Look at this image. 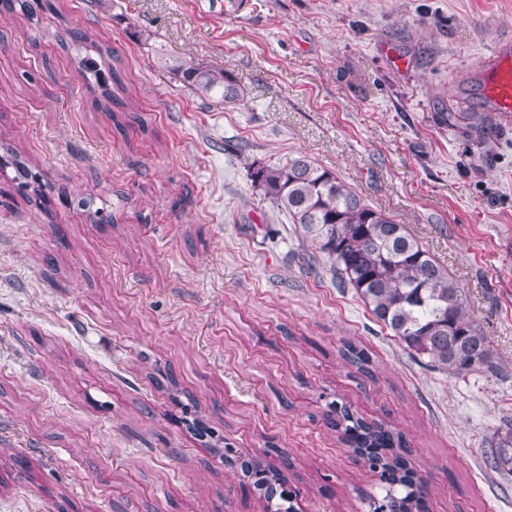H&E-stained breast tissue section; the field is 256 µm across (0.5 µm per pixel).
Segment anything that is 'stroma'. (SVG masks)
Listing matches in <instances>:
<instances>
[{
    "label": "stroma",
    "mask_w": 512,
    "mask_h": 512,
    "mask_svg": "<svg viewBox=\"0 0 512 512\" xmlns=\"http://www.w3.org/2000/svg\"><path fill=\"white\" fill-rule=\"evenodd\" d=\"M226 3L52 0L35 43L0 11V142L50 197L0 172V512H264L240 458L279 467L297 512H368L383 489L334 401L404 434L425 512H512L484 454L512 431V117L468 78L512 36V0ZM64 25L111 48L119 122ZM170 56L226 71L240 101L198 96ZM299 155L447 266L492 370L404 349L246 176Z\"/></svg>",
    "instance_id": "obj_1"
}]
</instances>
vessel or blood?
Wrapping results in <instances>:
<instances>
[{
  "instance_id": "vessel-or-blood-1",
  "label": "vessel or blood",
  "mask_w": 512,
  "mask_h": 512,
  "mask_svg": "<svg viewBox=\"0 0 512 512\" xmlns=\"http://www.w3.org/2000/svg\"><path fill=\"white\" fill-rule=\"evenodd\" d=\"M476 84L488 111L512 115V42L500 41L485 56Z\"/></svg>"
}]
</instances>
